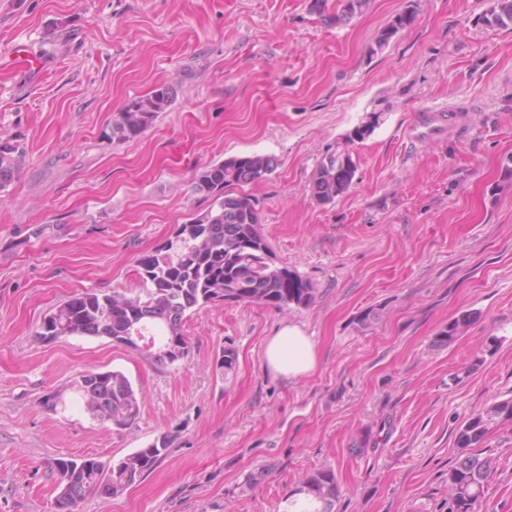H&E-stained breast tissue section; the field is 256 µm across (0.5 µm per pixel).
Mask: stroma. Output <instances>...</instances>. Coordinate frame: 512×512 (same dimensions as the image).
Listing matches in <instances>:
<instances>
[{"label": "stroma", "instance_id": "1", "mask_svg": "<svg viewBox=\"0 0 512 512\" xmlns=\"http://www.w3.org/2000/svg\"><path fill=\"white\" fill-rule=\"evenodd\" d=\"M309 5L0 0V141L22 153L0 191V512H57L55 460L109 462L165 433L151 473L79 512H288L322 467L336 473L335 512H448L460 424L512 396V29L482 23L491 0H369L337 27ZM402 13L410 24L378 46ZM163 83L178 87L172 106L112 140L115 112ZM430 108L449 120L420 126ZM373 115L350 146L352 188L317 205V163ZM253 154L279 166L241 192L275 263L315 288L311 306L205 307L184 322L188 356L166 367L105 337L36 340L75 293H140L138 258L205 208L200 173ZM471 310L464 336L434 345ZM286 324L318 348L298 379L265 359ZM227 347L230 376L216 367ZM112 370L140 395L130 426L71 395L43 407ZM483 452L496 473L478 512H512V424ZM478 317L479 313L476 311L462 312L459 316L438 330L434 337V343L439 346H447L453 343Z\"/></svg>", "mask_w": 512, "mask_h": 512}]
</instances>
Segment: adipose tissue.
<instances>
[{
    "instance_id": "obj_1",
    "label": "adipose tissue",
    "mask_w": 512,
    "mask_h": 512,
    "mask_svg": "<svg viewBox=\"0 0 512 512\" xmlns=\"http://www.w3.org/2000/svg\"><path fill=\"white\" fill-rule=\"evenodd\" d=\"M265 358L274 374L299 378L315 369L318 361L317 347L312 337L307 336L299 327L286 325L268 339Z\"/></svg>"
}]
</instances>
